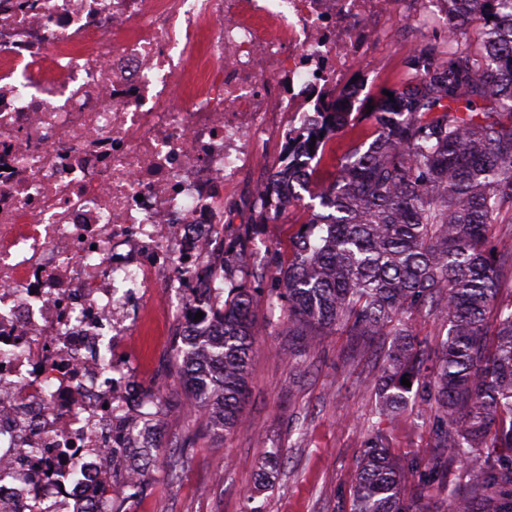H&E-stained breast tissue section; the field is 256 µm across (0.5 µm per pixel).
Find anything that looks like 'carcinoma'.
Segmentation results:
<instances>
[{
    "label": "carcinoma",
    "mask_w": 512,
    "mask_h": 512,
    "mask_svg": "<svg viewBox=\"0 0 512 512\" xmlns=\"http://www.w3.org/2000/svg\"><path fill=\"white\" fill-rule=\"evenodd\" d=\"M465 17L409 62L400 84L373 102L379 128L362 153L319 194L325 212L301 224L288 265L277 272L270 305L286 304L288 336L303 347L343 326L362 340L391 337L382 374L371 381L382 414L410 401L433 404L435 452L426 461L394 456L378 434L361 460L350 512H414L402 489L419 497L447 492L448 512H512V299H499V273L512 248L495 253L487 228L512 207V0H451ZM336 103L316 125L288 132L314 150L351 117ZM316 140H311V137ZM291 185L264 191L263 218L288 214ZM255 291L233 283L211 317L218 333L185 336L178 346L194 405L229 434L239 423L252 351ZM427 309L448 326L427 377L410 398L401 384L421 375L423 360L404 316ZM160 440L119 449L117 481L127 467L140 477L118 486L112 512L146 493ZM465 463L459 483L448 464Z\"/></svg>",
    "instance_id": "carcinoma-1"
}]
</instances>
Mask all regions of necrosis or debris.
<instances>
[{
    "label": "necrosis or debris",
    "mask_w": 512,
    "mask_h": 512,
    "mask_svg": "<svg viewBox=\"0 0 512 512\" xmlns=\"http://www.w3.org/2000/svg\"><path fill=\"white\" fill-rule=\"evenodd\" d=\"M448 0H0V512H110L113 448L164 408L117 358L205 328L224 224L281 116L359 90Z\"/></svg>",
    "instance_id": "1"
}]
</instances>
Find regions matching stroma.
<instances>
[{
	"label": "stroma",
	"mask_w": 512,
	"mask_h": 512,
	"mask_svg": "<svg viewBox=\"0 0 512 512\" xmlns=\"http://www.w3.org/2000/svg\"><path fill=\"white\" fill-rule=\"evenodd\" d=\"M443 39V32L431 27L382 46L369 66L362 100L392 88L404 77L416 49ZM376 135L369 116L353 113L324 154L314 159L311 188L289 209L287 220L263 223L255 217L226 230L225 242L245 243L250 255L248 265L237 269L248 287L262 293L276 287V269L287 264L297 231L312 213V189L335 182L343 160L366 150ZM253 317L248 392L241 421L228 434L202 426L189 409L173 346L174 325L160 321L148 334L131 337L128 351L142 376L160 372L165 399L173 408L162 417L165 448L154 460L151 490L131 501L130 512H350L351 486L375 431L383 432L395 455L431 456L433 408L410 409L392 418L378 413L370 381L384 364L382 341L365 343L338 329L305 349L288 338L282 308L262 302ZM406 322L426 364H433L446 327L423 309ZM275 448L284 462L265 488L260 463ZM183 450L187 461L170 474L171 459Z\"/></svg>",
	"instance_id": "1"
}]
</instances>
